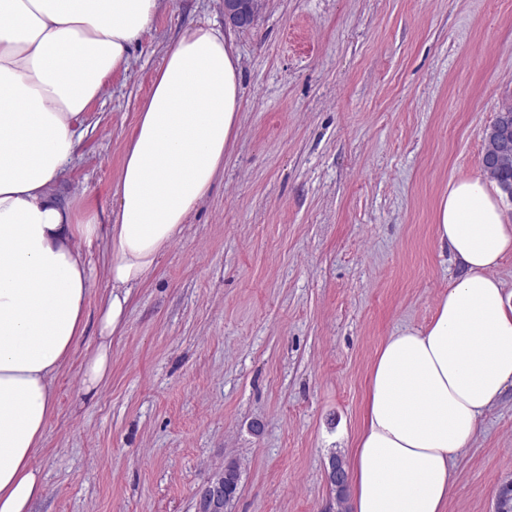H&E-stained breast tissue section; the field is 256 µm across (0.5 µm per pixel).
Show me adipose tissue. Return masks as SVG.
Here are the masks:
<instances>
[{"mask_svg": "<svg viewBox=\"0 0 512 512\" xmlns=\"http://www.w3.org/2000/svg\"><path fill=\"white\" fill-rule=\"evenodd\" d=\"M160 0H0V512L46 494L36 464L55 410L53 380L86 330L98 241L110 285L87 359L94 392L131 293L208 196L240 122L231 35L187 28L164 53L131 130L107 218L62 178L108 77ZM436 237L461 266L427 324L388 336L371 366L349 463L353 512H447L457 460L512 390V221L483 177L449 183Z\"/></svg>", "mask_w": 512, "mask_h": 512, "instance_id": "ef3b65f1", "label": "adipose tissue"}]
</instances>
